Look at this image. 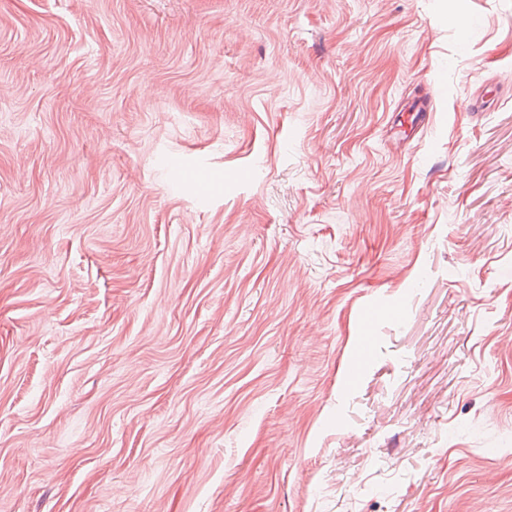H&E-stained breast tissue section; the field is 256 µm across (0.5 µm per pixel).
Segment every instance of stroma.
Instances as JSON below:
<instances>
[{
	"instance_id": "obj_1",
	"label": "stroma",
	"mask_w": 512,
	"mask_h": 512,
	"mask_svg": "<svg viewBox=\"0 0 512 512\" xmlns=\"http://www.w3.org/2000/svg\"><path fill=\"white\" fill-rule=\"evenodd\" d=\"M0 512H512V0H0Z\"/></svg>"
}]
</instances>
